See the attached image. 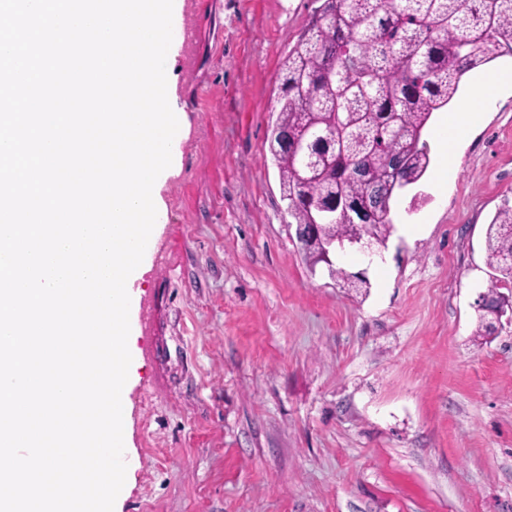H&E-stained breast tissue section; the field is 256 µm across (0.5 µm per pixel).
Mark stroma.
I'll list each match as a JSON object with an SVG mask.
<instances>
[{"mask_svg": "<svg viewBox=\"0 0 512 512\" xmlns=\"http://www.w3.org/2000/svg\"><path fill=\"white\" fill-rule=\"evenodd\" d=\"M322 0H184L166 69L189 134L139 283L156 354L134 371L120 512H512V321L486 230L512 206V94L436 183L397 195L381 259L309 267L267 136L281 62ZM491 292H492V295H490V297L499 300V302H496L495 304H494V302H492L488 305L481 304L479 302L478 306H479V309L483 312V314L481 315L482 324L479 325L478 330H477L478 336H486V334H483V332H482L483 327L485 328V332L488 333V335H490L492 333V328H493L492 320H495V321L498 320V317L500 316V311H503V307H505V308L509 307V306H510V308L512 307V305L509 301V297H506L505 295H502L499 292L494 293L493 290ZM489 316L492 319L491 321L488 318Z\"/></svg>", "mask_w": 512, "mask_h": 512, "instance_id": "1", "label": "stroma"}]
</instances>
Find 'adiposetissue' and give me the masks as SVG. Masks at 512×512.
<instances>
[{"label":"adipose tissue","instance_id":"adipose-tissue-1","mask_svg":"<svg viewBox=\"0 0 512 512\" xmlns=\"http://www.w3.org/2000/svg\"><path fill=\"white\" fill-rule=\"evenodd\" d=\"M512 87V67H492L480 76L470 78L469 90L447 113L435 131L442 153V164L437 172L438 183H447L454 173L453 159L457 149L483 120V107L495 101L501 92Z\"/></svg>","mask_w":512,"mask_h":512}]
</instances>
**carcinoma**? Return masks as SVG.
I'll return each instance as SVG.
<instances>
[{
	"label": "carcinoma",
	"instance_id": "1",
	"mask_svg": "<svg viewBox=\"0 0 512 512\" xmlns=\"http://www.w3.org/2000/svg\"><path fill=\"white\" fill-rule=\"evenodd\" d=\"M512 55V0H323L282 62V83L269 137L283 199L296 224H320L302 245L311 266L330 240L366 232L385 246L390 202L415 185L431 157L421 142L434 112L448 106L462 78L495 56ZM366 208L355 224L344 208ZM487 264L512 283V207L486 231ZM347 288H367L341 267H328ZM481 304L492 333L500 311Z\"/></svg>",
	"mask_w": 512,
	"mask_h": 512
}]
</instances>
